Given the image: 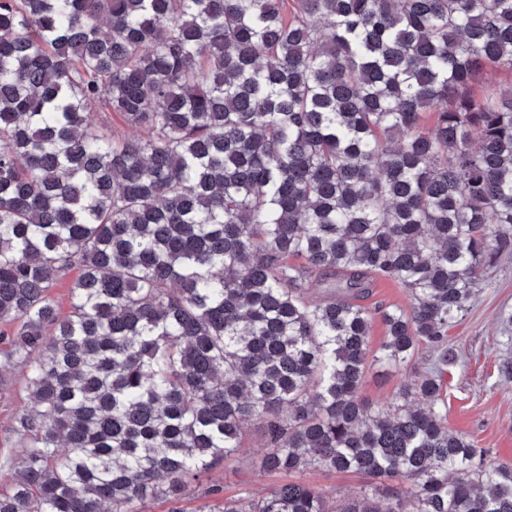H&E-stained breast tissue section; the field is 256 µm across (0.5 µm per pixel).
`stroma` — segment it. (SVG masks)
I'll use <instances>...</instances> for the list:
<instances>
[{
  "label": "stroma",
  "mask_w": 512,
  "mask_h": 512,
  "mask_svg": "<svg viewBox=\"0 0 512 512\" xmlns=\"http://www.w3.org/2000/svg\"><path fill=\"white\" fill-rule=\"evenodd\" d=\"M512 254L501 257L489 270V283L477 293L468 313L450 328L448 344L458 354L448 366L445 389L448 427L472 438L477 447L491 449L495 458L512 463V379L501 376L498 366L512 355ZM32 388L23 371L0 378V439L4 438L16 412L31 408ZM265 437L260 422L246 430L243 448L232 458L191 484L178 501L154 499L140 512H213L214 500L202 497L201 488L220 485L225 498L258 495L286 482L283 474L265 472L260 459ZM302 478L326 495L329 503L354 496L363 486L361 476L309 470Z\"/></svg>",
  "instance_id": "stroma-1"
}]
</instances>
